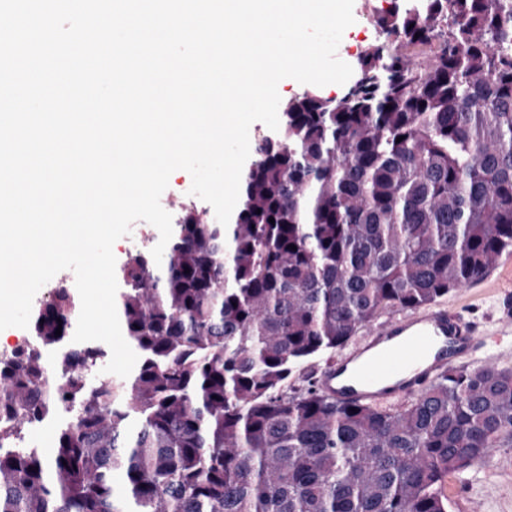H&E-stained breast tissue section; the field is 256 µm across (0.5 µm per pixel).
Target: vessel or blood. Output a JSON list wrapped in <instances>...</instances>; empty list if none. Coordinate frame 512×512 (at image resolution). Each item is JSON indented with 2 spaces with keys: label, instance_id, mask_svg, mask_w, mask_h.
<instances>
[{
  "label": "vessel or blood",
  "instance_id": "obj_1",
  "mask_svg": "<svg viewBox=\"0 0 512 512\" xmlns=\"http://www.w3.org/2000/svg\"><path fill=\"white\" fill-rule=\"evenodd\" d=\"M511 335V319L489 332L456 309L433 304L371 329L321 368L316 385L339 402L385 404L422 393L439 374L500 347Z\"/></svg>",
  "mask_w": 512,
  "mask_h": 512
}]
</instances>
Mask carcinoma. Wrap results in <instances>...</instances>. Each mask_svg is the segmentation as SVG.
Returning a JSON list of instances; mask_svg holds the SVG:
<instances>
[{
  "instance_id": "carcinoma-1",
  "label": "carcinoma",
  "mask_w": 512,
  "mask_h": 512,
  "mask_svg": "<svg viewBox=\"0 0 512 512\" xmlns=\"http://www.w3.org/2000/svg\"><path fill=\"white\" fill-rule=\"evenodd\" d=\"M374 22L344 93L289 98L253 142L231 224L188 207L161 264L128 253V377L89 378L104 352L67 346L64 288L0 352V512H449L444 478L512 447V368L451 369L398 409L288 394L512 252V0H389ZM57 417L52 448L25 446Z\"/></svg>"
}]
</instances>
